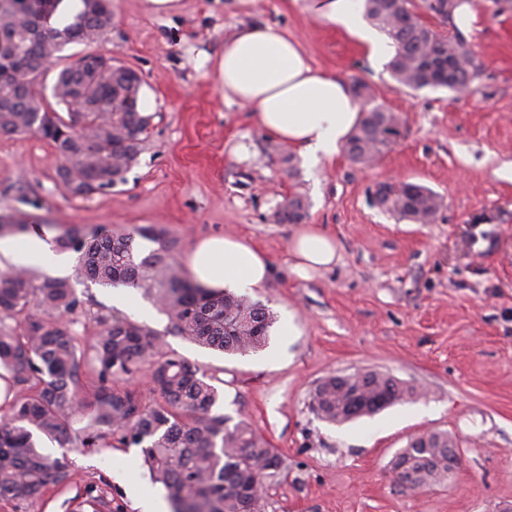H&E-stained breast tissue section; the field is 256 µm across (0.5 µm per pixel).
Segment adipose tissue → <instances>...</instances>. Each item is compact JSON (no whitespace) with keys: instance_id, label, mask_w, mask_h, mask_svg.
Instances as JSON below:
<instances>
[{"instance_id":"obj_1","label":"adipose tissue","mask_w":512,"mask_h":512,"mask_svg":"<svg viewBox=\"0 0 512 512\" xmlns=\"http://www.w3.org/2000/svg\"><path fill=\"white\" fill-rule=\"evenodd\" d=\"M313 12L342 25L379 61L394 48L364 22L358 0H311ZM225 98L250 108L257 124L312 165L332 162L361 118V104L348 84L315 69L300 45L267 25L238 28L225 40L218 66ZM46 229L0 238V266L55 269ZM293 270L302 278L336 263L334 236L320 226L298 229L290 240ZM194 281L234 295L270 278L268 258L247 240L212 236L194 240L184 259Z\"/></svg>"}]
</instances>
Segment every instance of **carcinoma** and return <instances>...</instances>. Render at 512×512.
Masks as SVG:
<instances>
[{
	"label": "carcinoma",
	"mask_w": 512,
	"mask_h": 512,
	"mask_svg": "<svg viewBox=\"0 0 512 512\" xmlns=\"http://www.w3.org/2000/svg\"><path fill=\"white\" fill-rule=\"evenodd\" d=\"M467 0H363L364 15L391 40V77L411 90L473 87L482 67L454 23ZM60 0H0V134L35 135L62 162L59 174L73 196L85 197L123 180L142 152V135L152 116L139 108L143 84L132 68L112 70L104 55L88 52L61 69L52 86L61 115L46 102L44 61L65 46L101 39L112 30V0H79L76 11L54 26L50 14ZM434 18L448 27L440 32ZM350 88L371 105L345 144L349 159L369 164L401 136L402 118L374 102L370 86L351 79ZM379 205L415 224H431L443 205L439 194L412 182L396 191L377 190ZM307 217L304 196L284 199L277 224ZM28 225L0 215V237ZM154 244L144 249L141 242ZM59 252L75 254L76 274L112 288H130L151 300L166 317V333L198 345L245 355L263 348L274 324L263 304L244 295L217 294L195 284L175 257L164 230L142 225L113 233L68 228L54 239ZM82 306L68 279L31 269L0 270V501L37 500L48 486L65 489L73 480L67 454L51 458L38 438L77 450L139 448L151 481L168 492L172 512H267L260 493L285 469V460L246 421L228 425L213 412L217 377L168 348L161 334L125 317L100 315L99 333L80 342L57 321ZM25 315L22 328L13 326ZM149 369L152 397L126 385ZM97 380L92 399L81 395L85 374ZM421 392L378 370H356L321 379L309 394V409L329 424H343L405 402ZM77 422L84 423L74 429ZM448 433L430 431L408 440L391 461L396 484L414 489L445 483ZM77 507L106 512L110 502L88 488Z\"/></svg>",
	"instance_id": "1"
}]
</instances>
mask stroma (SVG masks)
Returning a JSON list of instances; mask_svg holds the SVG:
<instances>
[{
    "instance_id": "35a3bbf8",
    "label": "stroma",
    "mask_w": 512,
    "mask_h": 512,
    "mask_svg": "<svg viewBox=\"0 0 512 512\" xmlns=\"http://www.w3.org/2000/svg\"><path fill=\"white\" fill-rule=\"evenodd\" d=\"M463 33L482 66L478 90L414 91L398 85L340 25L318 18L309 0H112L111 31L64 48L60 65L94 50L136 70L139 107L152 117L144 150L122 183L72 196L54 150L35 136L0 135V215L38 224L120 233L164 229L177 256L201 236L248 238L272 275L249 297L276 317L264 350L226 355L168 336L170 349L220 378L218 413L256 427L288 473L268 485L267 512H512V9L475 0ZM263 24L295 39L312 65L343 80L357 76L377 103L398 113L392 150L362 165L345 152L295 174L279 161L281 142L248 107L225 100L215 73L224 39ZM414 182L443 198L433 223L400 219L375 201L383 184ZM304 195L308 223L336 238L339 259L309 280L292 270L296 227L274 223L285 197ZM83 305L71 314L82 336L97 314L119 312L164 332L149 300L76 277L75 257L59 254ZM297 334L285 337L288 325ZM377 369L425 389V396L343 425L317 419L310 389L336 373ZM444 431L460 452L452 482L423 490L397 486L390 465L410 437ZM74 481L35 501L0 502V512H69L86 487L112 512H140L150 488L140 449L72 455Z\"/></svg>"
}]
</instances>
